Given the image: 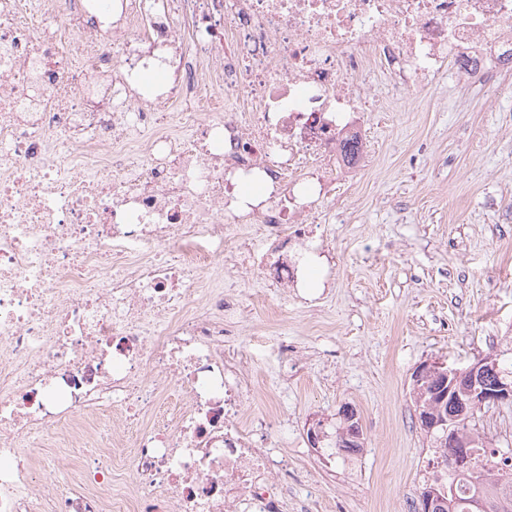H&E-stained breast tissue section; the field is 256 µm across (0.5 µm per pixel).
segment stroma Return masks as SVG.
<instances>
[{
  "label": "stroma",
  "instance_id": "35a3bbf8",
  "mask_svg": "<svg viewBox=\"0 0 512 512\" xmlns=\"http://www.w3.org/2000/svg\"><path fill=\"white\" fill-rule=\"evenodd\" d=\"M368 79L381 104L366 118L371 162L336 182L348 222L318 225L336 252L332 273L311 264L286 301L254 276L224 278L243 302L232 348L251 358L248 411L288 420V512H415L433 450L412 372L512 350V74L490 101L482 81L459 84L449 68L398 100L383 66ZM461 98L472 111L458 110ZM269 337L288 343L287 377ZM345 405L364 440L337 457L307 430L335 431Z\"/></svg>",
  "mask_w": 512,
  "mask_h": 512
}]
</instances>
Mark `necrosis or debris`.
Segmentation results:
<instances>
[{"label": "necrosis or debris", "instance_id": "necrosis-or-debris-1", "mask_svg": "<svg viewBox=\"0 0 512 512\" xmlns=\"http://www.w3.org/2000/svg\"><path fill=\"white\" fill-rule=\"evenodd\" d=\"M379 62L502 71L512 0H0V512H287L223 272L299 287Z\"/></svg>", "mask_w": 512, "mask_h": 512}]
</instances>
